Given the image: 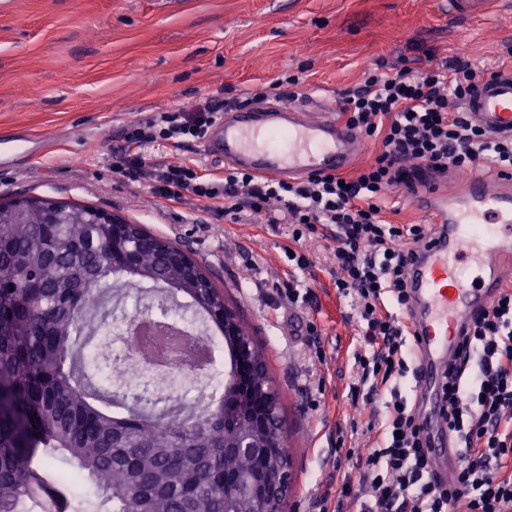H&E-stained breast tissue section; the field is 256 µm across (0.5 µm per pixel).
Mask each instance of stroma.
<instances>
[{
	"instance_id": "stroma-1",
	"label": "stroma",
	"mask_w": 512,
	"mask_h": 512,
	"mask_svg": "<svg viewBox=\"0 0 512 512\" xmlns=\"http://www.w3.org/2000/svg\"><path fill=\"white\" fill-rule=\"evenodd\" d=\"M462 51L492 71L512 66V0L467 18L449 15L448 0H0V140L56 142L49 154L0 165V200L93 206L191 252L285 394L294 459L285 512H318L315 489L335 490L328 459L357 415L345 387L358 331L336 295L333 243L315 235L295 244L290 225L233 222L191 197L168 204L147 182L114 174L113 156L128 123L173 107L243 99L280 79L284 92L335 113L342 91L377 61L425 68ZM289 246L306 269L289 264ZM294 280L310 304L289 301Z\"/></svg>"
}]
</instances>
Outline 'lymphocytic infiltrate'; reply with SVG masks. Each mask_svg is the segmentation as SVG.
<instances>
[{
    "instance_id": "obj_1",
    "label": "lymphocytic infiltrate",
    "mask_w": 512,
    "mask_h": 512,
    "mask_svg": "<svg viewBox=\"0 0 512 512\" xmlns=\"http://www.w3.org/2000/svg\"><path fill=\"white\" fill-rule=\"evenodd\" d=\"M486 74L465 56L448 66L395 72L366 71L343 93L341 112L362 138L380 142L374 160L353 177L317 174L298 182L259 179L238 169L217 177L191 161L147 164L151 143L187 147L203 139L232 100H211L193 113L175 108L131 125L113 165L116 173L153 181L154 194L171 204L193 196L223 210L270 224L292 225L293 240L332 226L336 293L349 299L361 338L353 354L348 394L352 404L374 405L394 378L418 371L400 313L409 309L406 264L425 243L424 224H393L385 199L405 185L408 170L464 171L479 158L512 169V138L492 139L472 126L460 106ZM459 356L448 373L443 418L456 445V468L441 482L424 448L415 407L387 405L383 442L346 449L355 461L335 497H321L319 512L351 501L357 512H512V287L505 289L458 339Z\"/></svg>"
}]
</instances>
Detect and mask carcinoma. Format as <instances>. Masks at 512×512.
<instances>
[{
	"instance_id": "cac0c4a2",
	"label": "carcinoma",
	"mask_w": 512,
	"mask_h": 512,
	"mask_svg": "<svg viewBox=\"0 0 512 512\" xmlns=\"http://www.w3.org/2000/svg\"><path fill=\"white\" fill-rule=\"evenodd\" d=\"M0 208V512H82L58 458L98 491L97 512H224V483L263 472L273 457L224 458V420L161 419L135 407L115 414L96 404L84 350L88 316L104 307L100 285L180 284L198 312L211 314L180 263L163 264L161 244L130 258L135 224H100L94 208L56 204L59 221L39 222L40 206Z\"/></svg>"
}]
</instances>
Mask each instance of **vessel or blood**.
Instances as JSON below:
<instances>
[{
  "label": "vessel or blood",
  "mask_w": 512,
  "mask_h": 512,
  "mask_svg": "<svg viewBox=\"0 0 512 512\" xmlns=\"http://www.w3.org/2000/svg\"><path fill=\"white\" fill-rule=\"evenodd\" d=\"M464 110L490 138H512V69L473 92ZM360 140L322 107L245 103L224 113L203 141L206 156L261 177L299 180L348 170ZM411 202L432 224L429 246L408 268V314L422 387L416 407L432 439L438 473L451 478L453 454L438 440L442 388L456 359V338L499 295L512 268V172L472 173L425 167L410 171Z\"/></svg>",
  "instance_id": "b4317fda"
}]
</instances>
